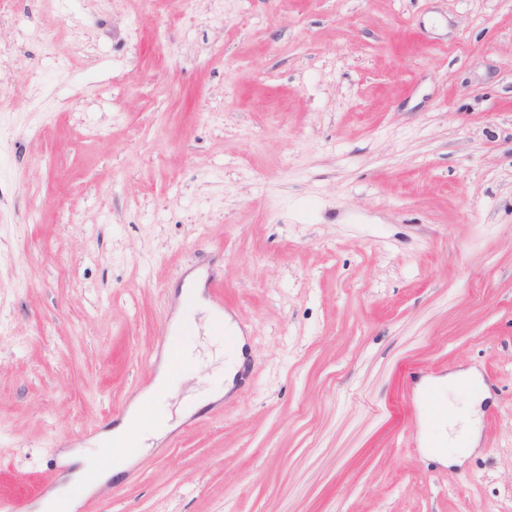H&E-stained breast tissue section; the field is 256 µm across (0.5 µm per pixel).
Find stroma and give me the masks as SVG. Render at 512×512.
I'll list each match as a JSON object with an SVG mask.
<instances>
[{
  "label": "stroma",
  "instance_id": "obj_1",
  "mask_svg": "<svg viewBox=\"0 0 512 512\" xmlns=\"http://www.w3.org/2000/svg\"><path fill=\"white\" fill-rule=\"evenodd\" d=\"M195 271L246 379L77 512H512V0H11L0 501L122 420ZM469 368L447 466L411 401ZM477 419H473L471 406L456 408L448 405V424L451 428L460 425L454 436L447 435L442 441V448H427L432 456L442 464H453L462 457L471 454L478 445ZM461 443V446L458 445Z\"/></svg>",
  "mask_w": 512,
  "mask_h": 512
}]
</instances>
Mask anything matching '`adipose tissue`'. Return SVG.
Returning <instances> with one entry per match:
<instances>
[{
  "mask_svg": "<svg viewBox=\"0 0 512 512\" xmlns=\"http://www.w3.org/2000/svg\"><path fill=\"white\" fill-rule=\"evenodd\" d=\"M188 287L182 288L179 297L183 303L180 313L173 322L177 331H184L194 325L195 313H205L208 320L220 321L224 315L210 305L201 289L202 278L190 276ZM244 339L234 335L233 347L227 354L221 383L213 385L204 393L186 399L181 404L182 417H189L202 407L216 402L230 391L244 363ZM183 379L182 374L173 372L168 362H161L155 381L156 388L141 393L131 404L126 417L114 427L102 431L95 439V448L109 449L107 459H99L94 450L73 448L66 451L62 461L68 469L66 482L50 492L38 504L40 512H75L80 503L74 487H81L84 493L91 494L103 488L113 475L126 470L136 457L138 450L144 449L148 441L159 440L171 432L168 418L157 417L154 408L160 393L176 391ZM448 424L455 427L456 433L446 436L441 447L432 449V456L443 464L459 462L471 454L478 444V428L470 407L448 409ZM135 442L134 451H126L128 442Z\"/></svg>",
  "mask_w": 512,
  "mask_h": 512,
  "instance_id": "obj_1",
  "label": "adipose tissue"
}]
</instances>
